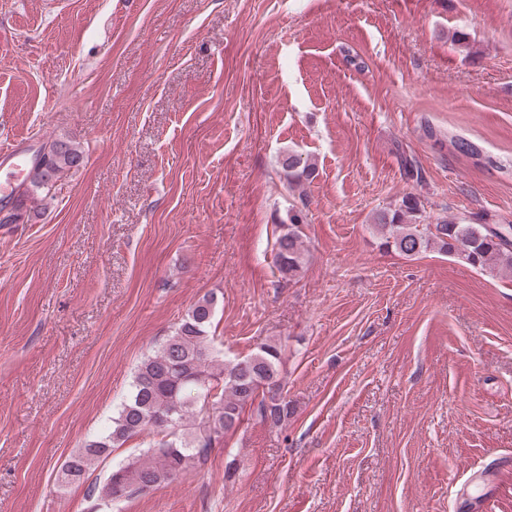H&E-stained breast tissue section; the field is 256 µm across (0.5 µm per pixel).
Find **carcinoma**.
I'll list each match as a JSON object with an SVG mask.
<instances>
[{
	"label": "carcinoma",
	"instance_id": "carcinoma-1",
	"mask_svg": "<svg viewBox=\"0 0 512 512\" xmlns=\"http://www.w3.org/2000/svg\"><path fill=\"white\" fill-rule=\"evenodd\" d=\"M44 146L49 151L37 155L34 178L21 192V201L0 206L19 219L23 218L24 200L51 189L64 172L79 167L84 160L83 152L68 141L51 140ZM448 150L481 157L478 144L456 135L448 136ZM281 167L293 188L314 178L311 159L295 151L282 157ZM288 220L275 240L274 260L281 278L290 282L304 261L302 211L290 212ZM373 226L381 236L382 247L406 258L437 251L512 277V240L498 228L457 217L428 224L423 204L411 193L395 206L376 212ZM215 309L214 298L198 300L163 344L144 359L128 400L113 420L112 432L72 454L62 465V481L80 479L93 461L150 430L159 436L154 447L112 471L102 486L90 488V493L100 497L131 498L139 494L143 481L156 488L205 463L215 438L234 430L246 408L273 426L288 419L290 402L277 379L282 346L270 340L245 357L219 363L211 356Z\"/></svg>",
	"mask_w": 512,
	"mask_h": 512
}]
</instances>
